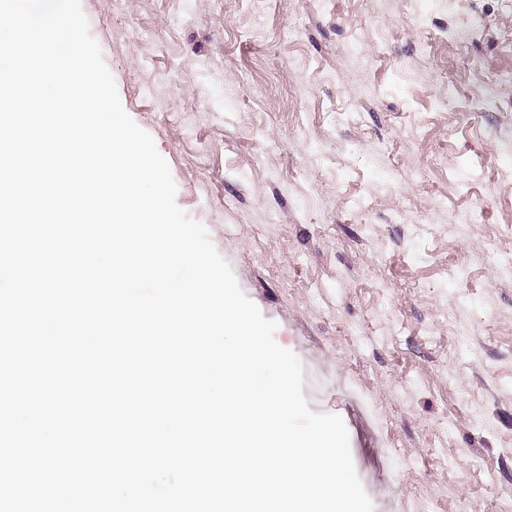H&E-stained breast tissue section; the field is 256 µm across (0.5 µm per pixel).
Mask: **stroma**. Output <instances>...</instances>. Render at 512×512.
Returning a JSON list of instances; mask_svg holds the SVG:
<instances>
[{
    "label": "stroma",
    "mask_w": 512,
    "mask_h": 512,
    "mask_svg": "<svg viewBox=\"0 0 512 512\" xmlns=\"http://www.w3.org/2000/svg\"><path fill=\"white\" fill-rule=\"evenodd\" d=\"M81 4L374 512H512V0Z\"/></svg>",
    "instance_id": "obj_1"
}]
</instances>
